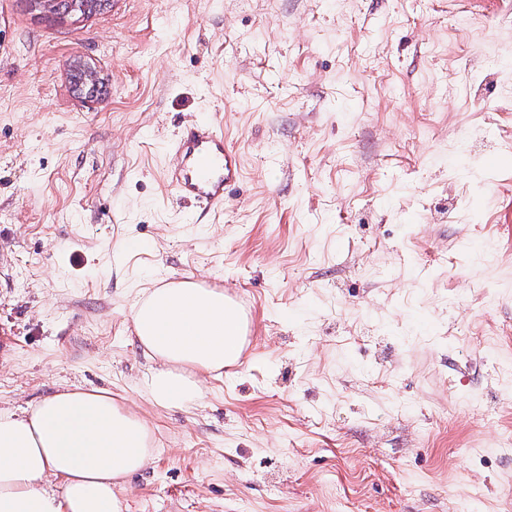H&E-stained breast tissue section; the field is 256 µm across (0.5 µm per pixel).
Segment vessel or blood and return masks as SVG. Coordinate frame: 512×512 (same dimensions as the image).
<instances>
[{
	"label": "vessel or blood",
	"instance_id": "b4317fda",
	"mask_svg": "<svg viewBox=\"0 0 512 512\" xmlns=\"http://www.w3.org/2000/svg\"><path fill=\"white\" fill-rule=\"evenodd\" d=\"M171 150L177 158L169 173L175 195L193 203L198 216L221 212L226 192L243 174L240 156L219 124L212 119L193 122L173 141Z\"/></svg>",
	"mask_w": 512,
	"mask_h": 512
}]
</instances>
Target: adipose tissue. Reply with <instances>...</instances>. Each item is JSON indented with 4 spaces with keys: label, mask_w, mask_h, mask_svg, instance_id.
Listing matches in <instances>:
<instances>
[{
    "label": "adipose tissue",
    "mask_w": 512,
    "mask_h": 512,
    "mask_svg": "<svg viewBox=\"0 0 512 512\" xmlns=\"http://www.w3.org/2000/svg\"><path fill=\"white\" fill-rule=\"evenodd\" d=\"M136 341L155 366L140 380L160 408L202 397L198 373L237 363L246 320L223 289L186 280L140 292ZM155 453L145 422L104 391L67 389L0 412V512H121L117 491Z\"/></svg>",
    "instance_id": "obj_1"
}]
</instances>
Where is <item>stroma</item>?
<instances>
[{
	"instance_id": "35a3bbf8",
	"label": "stroma",
	"mask_w": 512,
	"mask_h": 512,
	"mask_svg": "<svg viewBox=\"0 0 512 512\" xmlns=\"http://www.w3.org/2000/svg\"><path fill=\"white\" fill-rule=\"evenodd\" d=\"M211 117L244 174L200 220L167 145ZM182 280L251 342L163 409L130 308ZM2 325L0 411L100 389L152 430L122 512H512V0H0Z\"/></svg>"
}]
</instances>
